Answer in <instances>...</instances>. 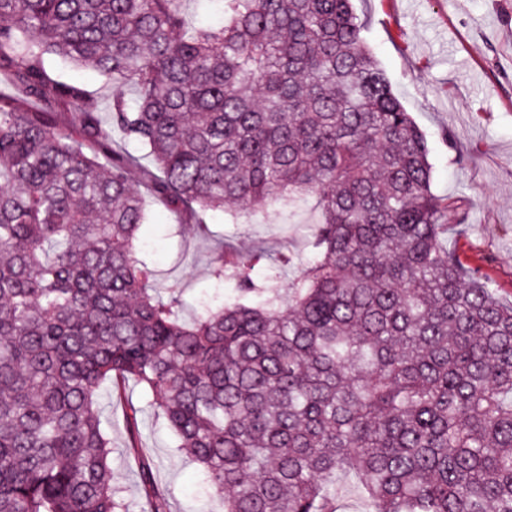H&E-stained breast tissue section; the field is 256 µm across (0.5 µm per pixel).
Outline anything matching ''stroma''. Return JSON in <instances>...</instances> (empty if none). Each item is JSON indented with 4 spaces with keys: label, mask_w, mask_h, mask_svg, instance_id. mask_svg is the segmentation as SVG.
<instances>
[{
    "label": "stroma",
    "mask_w": 512,
    "mask_h": 512,
    "mask_svg": "<svg viewBox=\"0 0 512 512\" xmlns=\"http://www.w3.org/2000/svg\"><path fill=\"white\" fill-rule=\"evenodd\" d=\"M367 40L395 94L427 136L433 189L466 193L473 205L462 228L449 230L448 248L466 268L491 281L512 300V0H353ZM314 202L295 210L276 205L239 210L211 221L209 232L168 235L170 219L151 205L141 239L165 301H178L192 317L193 298L210 282L217 246L242 254L261 249L271 257L309 248L300 227L315 224ZM223 235L216 244L215 235ZM130 401L143 409L142 446L169 493L171 512H221L208 497L199 467L176 449L165 420L147 406L139 387ZM112 441L113 487L129 512H142L137 472L127 454L121 407L103 400Z\"/></svg>",
    "instance_id": "obj_1"
}]
</instances>
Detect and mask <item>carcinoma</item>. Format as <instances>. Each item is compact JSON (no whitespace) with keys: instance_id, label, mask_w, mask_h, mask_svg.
Segmentation results:
<instances>
[{"instance_id":"1","label":"carcinoma","mask_w":512,"mask_h":512,"mask_svg":"<svg viewBox=\"0 0 512 512\" xmlns=\"http://www.w3.org/2000/svg\"><path fill=\"white\" fill-rule=\"evenodd\" d=\"M0 0V512H126L103 387H140L224 512H512V303L442 242L425 134L351 0ZM127 85L102 122L48 58ZM136 142L140 152L128 150ZM178 227L314 195L313 259L219 253L187 322L150 285L141 194ZM125 412L148 512L168 492ZM205 0H187L183 4L186 19L192 24L198 19L204 23H215L219 19V5L217 2L209 3L206 8ZM371 505L350 481L339 483L336 493V512H367Z\"/></svg>"}]
</instances>
